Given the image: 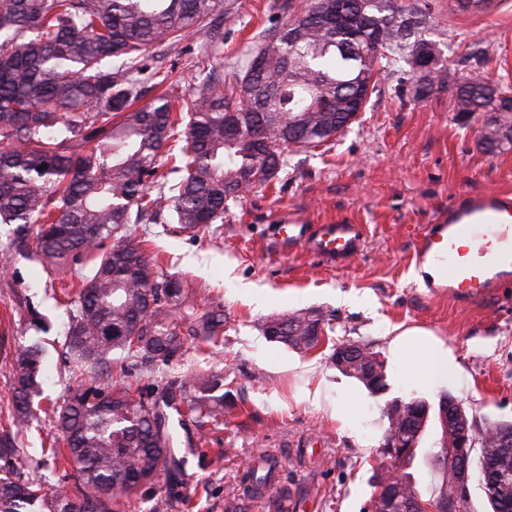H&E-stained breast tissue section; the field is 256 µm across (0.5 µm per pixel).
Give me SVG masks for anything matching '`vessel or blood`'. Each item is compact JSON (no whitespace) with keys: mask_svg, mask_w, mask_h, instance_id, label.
Instances as JSON below:
<instances>
[{"mask_svg":"<svg viewBox=\"0 0 512 512\" xmlns=\"http://www.w3.org/2000/svg\"><path fill=\"white\" fill-rule=\"evenodd\" d=\"M281 247L297 245L330 264L354 261L362 234L354 224H309L298 214L277 225ZM417 269H431L425 287L470 300L512 280V196L486 192L452 204L445 221L428 225L416 249Z\"/></svg>","mask_w":512,"mask_h":512,"instance_id":"obj_1","label":"vessel or blood"}]
</instances>
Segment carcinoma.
<instances>
[{
  "instance_id": "carcinoma-1",
  "label": "carcinoma",
  "mask_w": 512,
  "mask_h": 512,
  "mask_svg": "<svg viewBox=\"0 0 512 512\" xmlns=\"http://www.w3.org/2000/svg\"><path fill=\"white\" fill-rule=\"evenodd\" d=\"M224 0H0V224L18 225L14 244L57 270L77 267L67 333L73 383L54 412L49 450L74 490L23 467L19 439L32 422L42 350L18 348L9 377L14 409L0 427V512H126L180 466L169 412L218 428L224 424V374L170 381L153 398L112 382L100 368L118 354L141 372L182 354L187 340L213 342L224 315L173 307L190 289L160 274L129 225L170 214L175 229L196 233L224 223L228 200L267 185L294 151L344 132L381 77L419 53L441 55L426 40L409 41L426 13L398 0H314L288 20L241 71L206 78L185 91L148 64L152 49L207 29L209 45L190 60L205 68L224 51ZM447 73L440 63L417 76L414 96H428ZM162 91L145 104L144 84ZM458 112L491 114L482 132L488 151L512 147V86L504 76L462 71ZM36 228H29V225ZM90 268L85 274L83 270ZM313 310L271 315L272 342L310 351L324 334ZM342 372L364 383L369 371L386 386V364L365 343L341 349ZM397 437L408 436L406 410L389 404ZM478 441L476 463L491 512H512V447L496 440L512 422L467 421ZM375 484L389 480L390 512H408L423 495L407 466L417 449L391 455ZM430 496L453 491L441 451Z\"/></svg>"
}]
</instances>
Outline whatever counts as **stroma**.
I'll list each match as a JSON object with an SVG mask.
<instances>
[{
	"mask_svg": "<svg viewBox=\"0 0 512 512\" xmlns=\"http://www.w3.org/2000/svg\"><path fill=\"white\" fill-rule=\"evenodd\" d=\"M310 2L225 0L230 18L213 69L242 67ZM426 2L418 35L438 46L450 71L481 67L512 77V0H500L488 16L453 11L448 0ZM207 40L199 32L157 48L172 81L189 89L199 84L187 53ZM485 120L482 112H456L450 85L419 100L412 80L388 75L355 123L328 145L291 153L275 185L228 201L223 223L193 237L169 224L135 225L160 272L188 280L197 313L223 310L224 339L188 343L183 355L147 375L123 374L122 361L113 360V380L157 394L184 373L220 370L226 398L221 432L173 417L182 470L160 477L134 512H272V499L283 493L290 512H369L392 400L415 396L435 405L449 393L476 425L512 421V285L463 305L428 294L413 276L415 245L449 202L487 190L512 194V149H484ZM292 213L313 224L359 225L360 255L330 266L302 247L281 249L274 227ZM15 236V225L0 224V423L12 409L16 348L40 344L41 393L23 440V462L32 467L52 461L41 448L70 385V308L61 302L58 273L16 249ZM304 309L331 325L317 349L297 351L263 335L268 316ZM400 331L408 335L407 352L450 350L454 374L431 384L413 380L407 360L392 351ZM338 343H367L379 353L385 391L371 393L331 364ZM218 446L226 448L224 457L216 456ZM263 458L275 461L277 477L258 495L248 467Z\"/></svg>",
	"mask_w": 512,
	"mask_h": 512,
	"instance_id": "1",
	"label": "stroma"
}]
</instances>
